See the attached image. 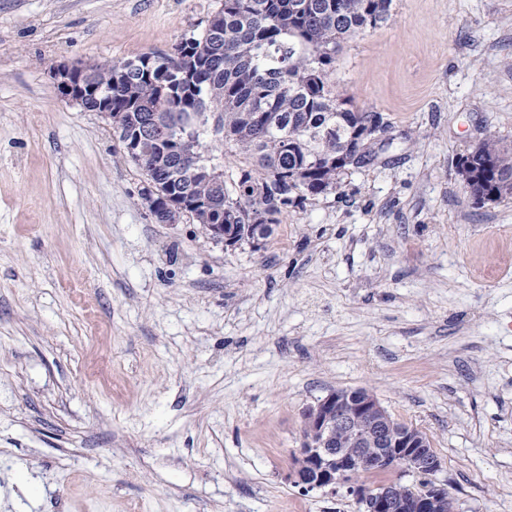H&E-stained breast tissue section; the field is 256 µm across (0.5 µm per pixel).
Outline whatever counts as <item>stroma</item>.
<instances>
[{"mask_svg":"<svg viewBox=\"0 0 512 512\" xmlns=\"http://www.w3.org/2000/svg\"><path fill=\"white\" fill-rule=\"evenodd\" d=\"M221 0H0V512H358L287 476L304 409L364 389L427 434L459 512H512V0H393L331 79L373 159L261 245L157 222L54 66L161 52ZM485 145L488 148L486 159L476 160L478 167L475 166V170L479 169V174L483 173L485 163L491 162L492 168L490 169V176L480 180L478 184L472 186L471 184L476 180L478 172L472 169L469 164L468 157L471 152L477 149L478 143L473 147L472 151L466 156H463L459 167L457 168L458 176L460 177L464 187L471 192L490 190L496 194L484 192L481 195H473L476 202L491 201L507 197H512V147L508 148L500 145L499 141L493 136H487L484 138Z\"/></svg>","mask_w":512,"mask_h":512,"instance_id":"obj_1","label":"stroma"}]
</instances>
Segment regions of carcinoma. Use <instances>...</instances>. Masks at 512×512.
<instances>
[{"mask_svg":"<svg viewBox=\"0 0 512 512\" xmlns=\"http://www.w3.org/2000/svg\"><path fill=\"white\" fill-rule=\"evenodd\" d=\"M392 0H222L207 32L168 52L111 62L112 111L124 113L119 140L139 131L134 163L146 180L166 185L180 176L196 191L192 157L169 150L178 132L150 120L165 112H218L223 140L241 158L236 173L211 197L216 221L251 240L250 216L278 224L290 208L337 191L349 167L368 162L351 130L373 113L347 108L330 74L345 39L390 17ZM490 176L472 186L512 196V147L484 138Z\"/></svg>","mask_w":512,"mask_h":512,"instance_id":"cac0c4a2","label":"carcinoma"}]
</instances>
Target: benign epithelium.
Here are the masks:
<instances>
[{
  "mask_svg": "<svg viewBox=\"0 0 512 512\" xmlns=\"http://www.w3.org/2000/svg\"><path fill=\"white\" fill-rule=\"evenodd\" d=\"M60 94L85 106L90 95H99L112 84V67L89 64L81 67L60 63L53 68ZM218 115H202L196 126L182 140V147L195 144L196 136L211 128L220 133ZM144 205L166 224H176L192 208L206 209L210 196L203 190L181 200L178 192L160 194L154 184L147 185ZM210 238L216 243H239L221 222L210 225ZM301 448L294 455L292 476L306 491L323 490L331 494L344 487L365 505L368 512H438L447 485L434 482L429 490L403 499L391 485L377 489L357 480L366 471L397 469L403 475H436L441 459L420 435L409 427L398 426L377 398L364 391L339 397L332 391L308 406L303 415Z\"/></svg>",
  "mask_w": 512,
  "mask_h": 512,
  "instance_id": "obj_1",
  "label": "benign epithelium"
}]
</instances>
